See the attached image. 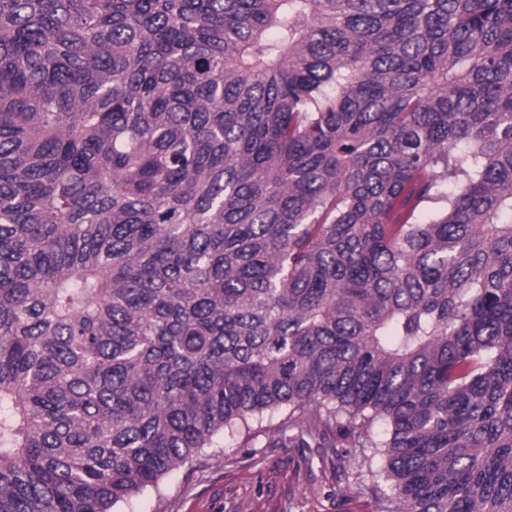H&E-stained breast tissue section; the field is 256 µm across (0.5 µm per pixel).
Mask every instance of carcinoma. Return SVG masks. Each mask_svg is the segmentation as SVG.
I'll return each instance as SVG.
<instances>
[{"mask_svg":"<svg viewBox=\"0 0 512 512\" xmlns=\"http://www.w3.org/2000/svg\"><path fill=\"white\" fill-rule=\"evenodd\" d=\"M274 414L512 512V0H0V512Z\"/></svg>","mask_w":512,"mask_h":512,"instance_id":"obj_1","label":"carcinoma"}]
</instances>
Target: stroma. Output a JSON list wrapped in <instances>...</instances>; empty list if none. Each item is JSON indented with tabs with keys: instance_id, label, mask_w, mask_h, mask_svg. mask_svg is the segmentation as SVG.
Returning a JSON list of instances; mask_svg holds the SVG:
<instances>
[{
	"instance_id": "1",
	"label": "stroma",
	"mask_w": 512,
	"mask_h": 512,
	"mask_svg": "<svg viewBox=\"0 0 512 512\" xmlns=\"http://www.w3.org/2000/svg\"><path fill=\"white\" fill-rule=\"evenodd\" d=\"M311 449L275 448L266 438L206 449L203 469L184 466L158 488L132 495L114 512H374L369 495L349 490L344 450L311 462Z\"/></svg>"
}]
</instances>
